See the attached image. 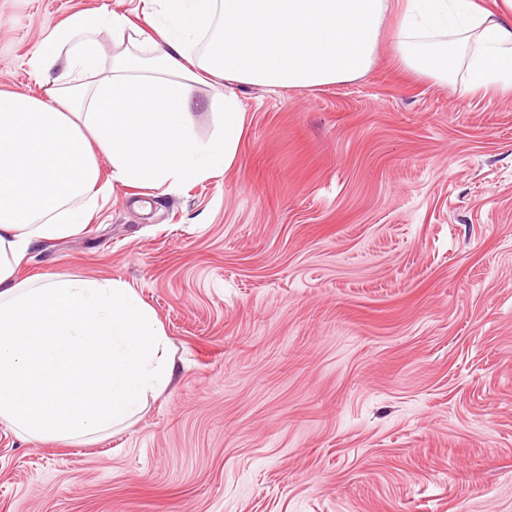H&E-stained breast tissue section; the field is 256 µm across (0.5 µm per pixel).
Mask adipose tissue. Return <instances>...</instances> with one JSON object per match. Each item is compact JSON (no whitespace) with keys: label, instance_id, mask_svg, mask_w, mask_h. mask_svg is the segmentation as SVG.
<instances>
[{"label":"adipose tissue","instance_id":"ef3b65f1","mask_svg":"<svg viewBox=\"0 0 512 512\" xmlns=\"http://www.w3.org/2000/svg\"><path fill=\"white\" fill-rule=\"evenodd\" d=\"M156 32L122 14L73 16L43 43L35 67L50 99L0 91V424L21 436L77 440L120 428L171 381L169 340L125 283L21 278L34 243L70 234L113 181L184 188L223 175L245 112L235 92L209 138L193 131L194 82L344 84L372 67L387 17L404 67L444 82L459 43L471 49L472 89L512 92V0H144ZM127 33L104 75L98 34ZM207 42L204 58L195 46Z\"/></svg>","mask_w":512,"mask_h":512}]
</instances>
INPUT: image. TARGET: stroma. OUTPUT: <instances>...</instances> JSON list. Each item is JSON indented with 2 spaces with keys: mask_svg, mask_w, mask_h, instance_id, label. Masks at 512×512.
Listing matches in <instances>:
<instances>
[{
  "mask_svg": "<svg viewBox=\"0 0 512 512\" xmlns=\"http://www.w3.org/2000/svg\"><path fill=\"white\" fill-rule=\"evenodd\" d=\"M141 0H0V91L78 13ZM399 62L361 79L227 91L222 176L108 192L20 276L119 280L155 312L173 381L89 443L0 425V512H512V94Z\"/></svg>",
  "mask_w": 512,
  "mask_h": 512,
  "instance_id": "obj_1",
  "label": "stroma"
}]
</instances>
